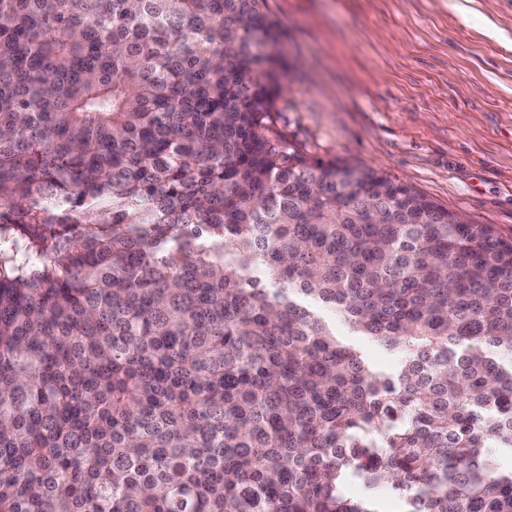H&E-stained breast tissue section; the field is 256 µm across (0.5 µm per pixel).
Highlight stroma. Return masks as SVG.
<instances>
[{
  "mask_svg": "<svg viewBox=\"0 0 512 512\" xmlns=\"http://www.w3.org/2000/svg\"><path fill=\"white\" fill-rule=\"evenodd\" d=\"M274 123L307 157L384 172L512 238V0H260Z\"/></svg>",
  "mask_w": 512,
  "mask_h": 512,
  "instance_id": "1",
  "label": "stroma"
}]
</instances>
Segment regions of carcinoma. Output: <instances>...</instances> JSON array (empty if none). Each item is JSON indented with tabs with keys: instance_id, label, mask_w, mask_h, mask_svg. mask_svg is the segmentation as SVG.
<instances>
[{
	"instance_id": "1",
	"label": "carcinoma",
	"mask_w": 512,
	"mask_h": 512,
	"mask_svg": "<svg viewBox=\"0 0 512 512\" xmlns=\"http://www.w3.org/2000/svg\"><path fill=\"white\" fill-rule=\"evenodd\" d=\"M276 43L0 0V512H512V240L288 144ZM324 316L335 327L336 333L340 338L362 350L368 359L380 369L386 372H393L395 370L398 360L394 355L363 336L353 335L344 322L334 316L333 313L326 311Z\"/></svg>"
}]
</instances>
